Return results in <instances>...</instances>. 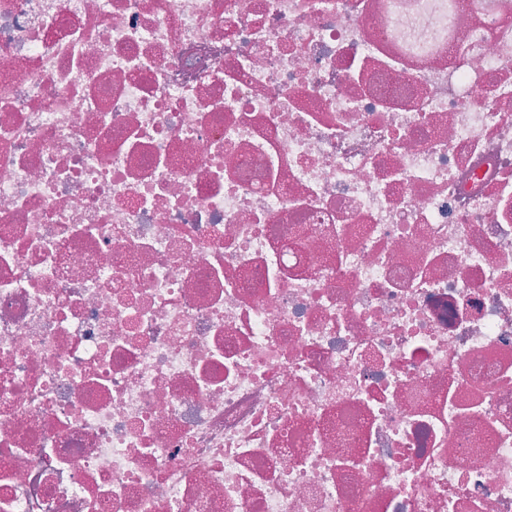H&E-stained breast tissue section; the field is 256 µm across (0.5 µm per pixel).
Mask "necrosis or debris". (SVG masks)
<instances>
[{
    "mask_svg": "<svg viewBox=\"0 0 512 512\" xmlns=\"http://www.w3.org/2000/svg\"><path fill=\"white\" fill-rule=\"evenodd\" d=\"M0 512H512V0H0Z\"/></svg>",
    "mask_w": 512,
    "mask_h": 512,
    "instance_id": "necrosis-or-debris-1",
    "label": "necrosis or debris"
}]
</instances>
